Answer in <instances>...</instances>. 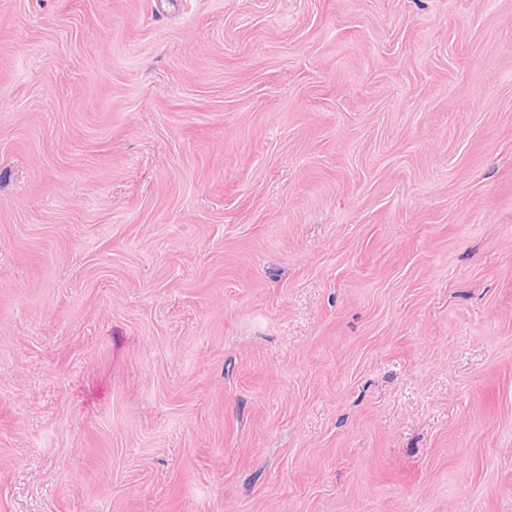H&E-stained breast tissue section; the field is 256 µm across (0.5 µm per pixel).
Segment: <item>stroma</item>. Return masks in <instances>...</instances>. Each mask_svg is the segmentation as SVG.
<instances>
[{
	"label": "stroma",
	"instance_id": "1",
	"mask_svg": "<svg viewBox=\"0 0 512 512\" xmlns=\"http://www.w3.org/2000/svg\"><path fill=\"white\" fill-rule=\"evenodd\" d=\"M0 512H512V0H0Z\"/></svg>",
	"mask_w": 512,
	"mask_h": 512
}]
</instances>
